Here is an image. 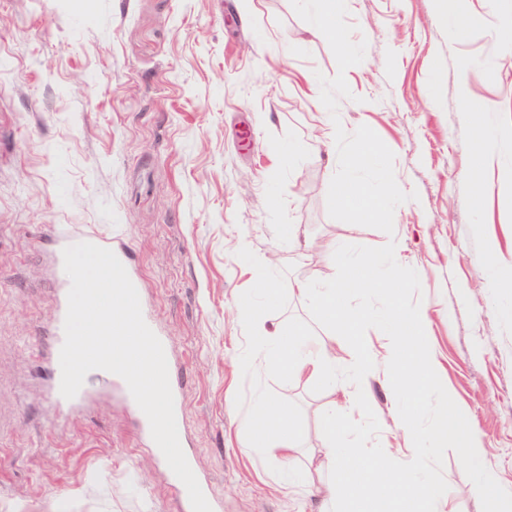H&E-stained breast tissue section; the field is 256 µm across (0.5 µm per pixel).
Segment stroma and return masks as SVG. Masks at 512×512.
Here are the masks:
<instances>
[{
  "label": "stroma",
  "mask_w": 512,
  "mask_h": 512,
  "mask_svg": "<svg viewBox=\"0 0 512 512\" xmlns=\"http://www.w3.org/2000/svg\"><path fill=\"white\" fill-rule=\"evenodd\" d=\"M512 0H468L455 37L438 0H349L364 60L347 69L351 97L325 115L320 77L338 71L326 40L290 0H0V512H181L168 467L142 444L135 418L93 375L83 413L57 423L45 406L53 318L51 229L119 238L146 304L182 354L183 418L197 469L223 512H298L301 485L280 484L240 428L261 394L287 397L300 457L319 451L330 386L253 362L261 327L300 323L334 337L294 278L334 277L320 245L395 241L400 283L349 294L372 311L383 350L398 297L427 315L442 393L422 429L452 403L512 491V288L488 243L512 262V141L484 174L482 205L467 178L471 129L512 124V47L498 28ZM370 127L394 152L400 188L393 234L332 219L335 128ZM298 227V244L281 234ZM246 246L250 268L238 258ZM271 281L276 302L256 296ZM253 296L261 327L238 321ZM371 414L337 444L364 453L394 443L399 402L373 384ZM452 512H475L460 449L424 473Z\"/></svg>",
  "instance_id": "35a3bbf8"
}]
</instances>
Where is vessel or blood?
<instances>
[{
  "mask_svg": "<svg viewBox=\"0 0 512 512\" xmlns=\"http://www.w3.org/2000/svg\"><path fill=\"white\" fill-rule=\"evenodd\" d=\"M53 250L54 266H63V251L66 247L89 242L94 245L110 249L125 267L131 282H138L139 275L135 270L133 256L127 246L111 237L99 234H86L81 232H55ZM71 282L69 278L55 280L54 288L56 291V308L52 322L49 325L50 336L52 340L50 351L51 375L48 384L49 405L56 417L64 418L68 415L81 410L87 403L88 396L86 390H79L74 398H64L60 393L61 368H60V350L64 343V321L67 312V296Z\"/></svg>",
  "mask_w": 512,
  "mask_h": 512,
  "instance_id": "obj_1",
  "label": "vessel or blood"
}]
</instances>
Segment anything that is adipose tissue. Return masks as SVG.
Masks as SVG:
<instances>
[{
  "instance_id": "ef3b65f1",
  "label": "adipose tissue",
  "mask_w": 512,
  "mask_h": 512,
  "mask_svg": "<svg viewBox=\"0 0 512 512\" xmlns=\"http://www.w3.org/2000/svg\"><path fill=\"white\" fill-rule=\"evenodd\" d=\"M358 269V276L325 288L314 287L305 279L294 282L295 294L311 301L323 323L346 337L345 347L316 343L297 325L278 327L254 339L256 354L286 378L324 383L334 379L337 366H344L341 392L345 403L319 421L326 448L323 459L296 467L298 423L280 396L264 395L256 400L242 431L243 451L264 452L290 476L309 486L320 485L324 494L318 512H442L432 490L417 475L435 458L438 449L451 445L460 448L477 475L479 512H512V492L503 490L496 472L485 465L478 435L454 406L445 407L431 440H424L417 428L416 410L422 409L427 398L441 387L435 353L424 337L425 315L397 307L392 341L385 352L379 353L366 341L375 324L372 313L343 302L348 293L362 294L377 287L380 273L400 278L397 254L363 253ZM379 378L389 383L396 398L408 400L415 409L414 414L403 412L395 420L403 442L402 461L397 465L391 462L387 448L366 457L359 449L336 445L343 422L353 413L370 411V382Z\"/></svg>"
}]
</instances>
